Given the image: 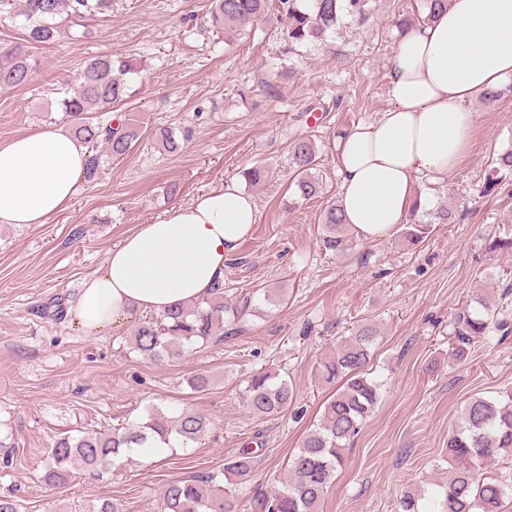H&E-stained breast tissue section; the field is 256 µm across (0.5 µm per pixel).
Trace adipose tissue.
Returning <instances> with one entry per match:
<instances>
[{"label": "adipose tissue", "mask_w": 512, "mask_h": 512, "mask_svg": "<svg viewBox=\"0 0 512 512\" xmlns=\"http://www.w3.org/2000/svg\"><path fill=\"white\" fill-rule=\"evenodd\" d=\"M510 78L512 0H454L403 34L391 61L389 107L336 139L339 205L363 241L406 223L419 181L443 184L462 167L475 123L468 103ZM88 158L64 130L1 143L0 223L45 224L68 209ZM256 221L252 197L227 183L137 225L86 278L76 323L99 332L134 312L158 316L210 296Z\"/></svg>", "instance_id": "adipose-tissue-1"}]
</instances>
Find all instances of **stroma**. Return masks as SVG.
I'll list each match as a JSON object with an SVG mask.
<instances>
[{
	"instance_id": "obj_1",
	"label": "stroma",
	"mask_w": 512,
	"mask_h": 512,
	"mask_svg": "<svg viewBox=\"0 0 512 512\" xmlns=\"http://www.w3.org/2000/svg\"><path fill=\"white\" fill-rule=\"evenodd\" d=\"M209 5L114 0L108 16L92 20L94 39H60L41 51L30 84L0 88V143L65 130L58 78L75 79L101 53L131 55L144 65L131 112L154 127L194 130L178 154L147 139L128 156L104 158L95 180L81 182L70 207L48 223L0 224V435L12 445L0 494L14 492L22 512H83L101 498L119 512H160L167 483L223 469L247 444L258 457L251 480L237 487L239 502L242 512H261L330 395L318 363L370 323L378 330L371 365L380 398L320 512H398L404 491L447 480L448 435L467 401L512 393V294L502 293L512 285V255L488 249L492 236L512 229V191L488 185L492 158L512 145V92L471 102L476 123L464 165L447 184L416 187L447 205L450 223L435 225L415 248L395 230L332 256L319 234L325 207L339 196L334 139L388 107V65L400 38L394 18L424 16L423 0H378L372 24L344 29L332 53L315 45L289 51L285 19L273 8L244 34L213 31ZM305 136L321 157L324 192L300 200L289 190L290 147ZM256 164L268 177L254 186L243 172ZM230 182L257 210L251 236L224 266L225 299L249 296L258 308L239 332L155 365L128 350L142 316L95 334L73 316L54 319L55 300L73 307L85 278L137 225ZM478 294L506 305L507 325L459 344L455 319ZM262 370L287 374L296 401L259 420L238 395ZM197 373L210 377L207 391L189 388ZM152 405L193 409L211 430L194 447L135 457L99 479L80 472L58 486L41 481L58 435L121 428Z\"/></svg>"
}]
</instances>
